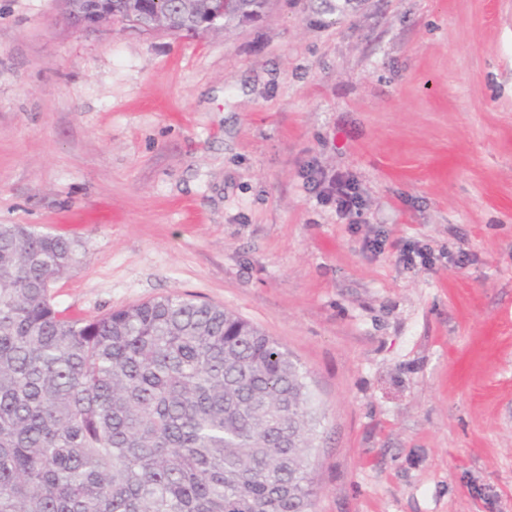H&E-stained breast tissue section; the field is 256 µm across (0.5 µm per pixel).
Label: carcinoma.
Wrapping results in <instances>:
<instances>
[{"label": "carcinoma", "instance_id": "obj_1", "mask_svg": "<svg viewBox=\"0 0 512 512\" xmlns=\"http://www.w3.org/2000/svg\"><path fill=\"white\" fill-rule=\"evenodd\" d=\"M152 22L144 0H112ZM266 0H166L165 26ZM81 245L0 224V512H313L306 373L251 322L170 294L86 320L47 284Z\"/></svg>", "mask_w": 512, "mask_h": 512}]
</instances>
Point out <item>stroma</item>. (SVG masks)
<instances>
[{
    "label": "stroma",
    "mask_w": 512,
    "mask_h": 512,
    "mask_svg": "<svg viewBox=\"0 0 512 512\" xmlns=\"http://www.w3.org/2000/svg\"><path fill=\"white\" fill-rule=\"evenodd\" d=\"M0 224L81 241L66 314L182 294L287 349L315 512H512V0H270L193 38L0 0ZM329 192L323 194L326 201H330L336 193V213L342 216H348L354 211L358 212L363 206V199L357 192V188L353 181L336 177L329 184Z\"/></svg>",
    "instance_id": "stroma-1"
}]
</instances>
